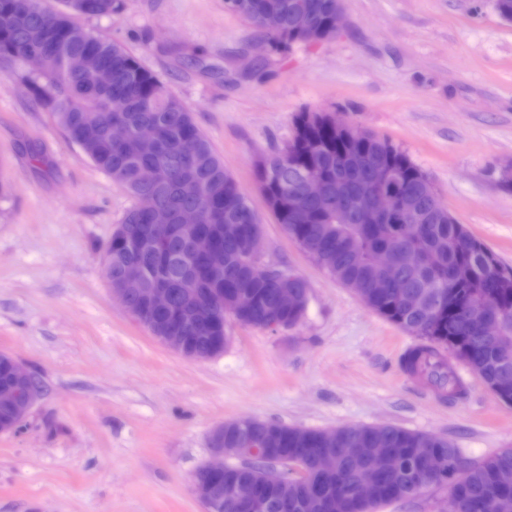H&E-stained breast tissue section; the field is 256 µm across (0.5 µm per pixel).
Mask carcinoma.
<instances>
[{
  "label": "carcinoma",
  "instance_id": "carcinoma-1",
  "mask_svg": "<svg viewBox=\"0 0 512 512\" xmlns=\"http://www.w3.org/2000/svg\"><path fill=\"white\" fill-rule=\"evenodd\" d=\"M61 8L47 0H0V67L17 65V58L40 50L46 57L42 72L27 77L35 87V101L52 112L69 138L78 144L92 163L123 186L136 200L149 197L167 210L172 224H151L147 212L135 205L124 216L127 233L144 239L142 249L131 252L115 236L109 274L117 281L123 268L138 262L152 277L177 278L186 261L181 239L174 228L180 212L200 211L203 231L210 236L222 259L218 275L200 273L201 294L193 304L175 296V308L185 321L180 335L184 350L192 359H208L223 342L224 333L211 326L215 310L212 297L224 295L229 304L235 293L247 288L254 296L253 308L239 320L256 328L272 320L293 324L299 314L277 307L282 283L278 270L256 272L244 260L246 241L259 228L257 215L248 205L234 177L196 125L192 112L136 57L97 34L74 25L73 14L102 17L118 8V0H59ZM343 0H238L239 14L257 31H265V15L276 12L282 26L267 32L275 49L295 43L309 28L326 38V25L336 5ZM91 48L98 62L112 67V87L97 85L95 67L72 71L64 64L71 51ZM123 122L128 135L121 141L109 139V128ZM144 123L156 127L153 151L141 150L135 130ZM289 143L291 154L276 150L255 163L257 183L263 186L266 202L277 223L295 239L315 263L338 282L353 280L365 285L364 304L390 322L421 335L426 344L411 350L404 359L406 370L441 392L453 396L463 385L448 366L444 352L455 343L470 354L469 367L492 391L512 396V359L503 360L469 324L468 301L489 303L492 317L512 312V270L466 227L456 221L422 184L423 171L401 149L387 140L354 128L345 130L336 117L323 112L302 111L293 121ZM363 152L369 161H382L391 171L386 188L395 192L401 207L385 219L366 212L359 200L374 186L369 168L351 171L345 154ZM142 167H153L160 182L144 186L138 181ZM317 173L325 184V198L305 194L307 172ZM387 249L397 271L384 288L377 287L383 275L372 265L375 251ZM425 295L428 306L412 310L400 302L405 294ZM340 447L357 448L384 472L381 496L365 501L360 496L355 464L340 463L336 473L318 475L311 456L329 447L319 430L288 427L261 419L248 426L229 423L224 427V447L237 448L239 440L251 438L268 442L273 457L288 460L290 468H277L288 478V512H376L380 506L417 496L438 485L430 475L420 474L435 455L451 460L456 476L455 494L459 512H475L491 499L498 512H512V489L495 482L496 471L512 467V448H504L478 463L468 462L460 449L439 444L436 436L396 426L369 428L352 435L342 428ZM376 442H388L396 452L392 465L369 452ZM271 469L264 459L239 460L229 464L217 482L259 481ZM262 512H280L277 492L266 485L259 488Z\"/></svg>",
  "mask_w": 512,
  "mask_h": 512
}]
</instances>
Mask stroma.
<instances>
[{
    "label": "stroma",
    "mask_w": 512,
    "mask_h": 512,
    "mask_svg": "<svg viewBox=\"0 0 512 512\" xmlns=\"http://www.w3.org/2000/svg\"><path fill=\"white\" fill-rule=\"evenodd\" d=\"M335 38L284 51L224 0H121L75 17L136 56L178 97L261 218L262 260L303 276L302 322L231 323L203 361L160 343L112 297L105 249L134 198L0 71V352L44 394L0 433V512H204L191 489L224 422L393 425L443 437L470 460L512 448V407L464 363L463 392L407 374L420 337L320 269L268 210L256 159L304 110L390 140L442 204L512 267V22L492 0H344Z\"/></svg>",
    "instance_id": "1"
}]
</instances>
